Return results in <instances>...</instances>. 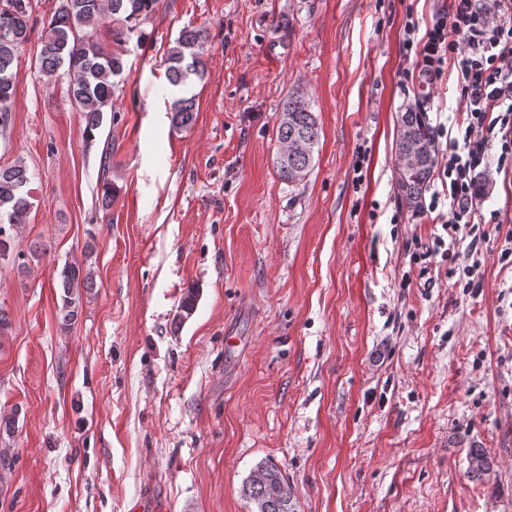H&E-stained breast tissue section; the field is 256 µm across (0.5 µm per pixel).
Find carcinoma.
<instances>
[{"label": "carcinoma", "mask_w": 512, "mask_h": 512, "mask_svg": "<svg viewBox=\"0 0 512 512\" xmlns=\"http://www.w3.org/2000/svg\"><path fill=\"white\" fill-rule=\"evenodd\" d=\"M159 8V0H59L41 39L37 62L42 76L55 82L60 71L68 77L67 93L76 111L81 113L88 137L100 129L105 120H115L112 98L118 88L116 78L124 70L121 54L104 49L99 30L104 24L112 28V38L127 42L145 37L141 26ZM32 0H0V131L10 128L14 95L13 64L29 41ZM206 31L185 28L167 59L166 77L173 87L185 89L191 77L203 78ZM172 122L187 127L195 120V98L181 96L171 105ZM320 128L310 102L303 92L288 95L277 128L278 143L288 148V159L276 157L279 177L288 182L302 181L312 168L314 150L319 144ZM398 157L413 156L412 166L399 178L400 203L415 212L433 175L434 153L430 128L422 113L408 107L399 118L396 141ZM27 168L16 162L0 166V257L12 245L7 227L17 228L28 220L29 200ZM93 286L90 269L77 262L64 264L59 273L60 313L63 321L78 315L81 291ZM198 292L190 288L183 295L176 325L180 326L195 312ZM262 474L259 482L248 475L241 495L250 512H296L293 494L282 493L288 484L279 468L267 461L255 465Z\"/></svg>", "instance_id": "obj_1"}]
</instances>
